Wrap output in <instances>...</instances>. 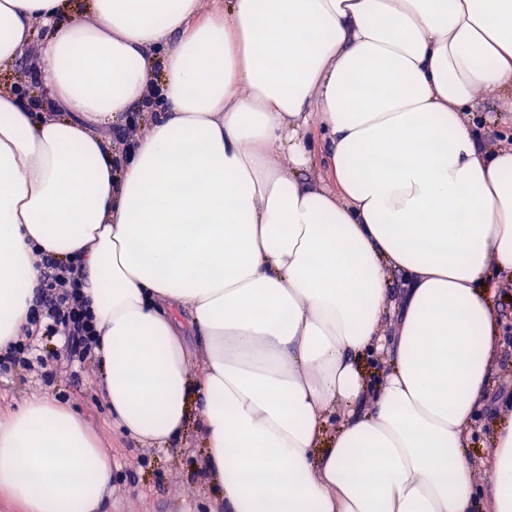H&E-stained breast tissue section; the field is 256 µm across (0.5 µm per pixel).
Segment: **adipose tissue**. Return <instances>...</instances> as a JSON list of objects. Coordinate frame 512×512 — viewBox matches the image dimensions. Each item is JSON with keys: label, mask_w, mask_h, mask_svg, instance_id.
<instances>
[{"label": "adipose tissue", "mask_w": 512, "mask_h": 512, "mask_svg": "<svg viewBox=\"0 0 512 512\" xmlns=\"http://www.w3.org/2000/svg\"><path fill=\"white\" fill-rule=\"evenodd\" d=\"M30 45L50 107L0 87V350L38 251L83 252L113 417L164 444L197 395L224 512H476L512 145L473 126L481 98L512 112V0H0V70ZM135 109L149 131L121 159ZM490 475L512 512V416ZM111 482L68 406L0 419V494L25 512H98Z\"/></svg>", "instance_id": "obj_1"}]
</instances>
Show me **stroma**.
Masks as SVG:
<instances>
[{
  "mask_svg": "<svg viewBox=\"0 0 512 512\" xmlns=\"http://www.w3.org/2000/svg\"><path fill=\"white\" fill-rule=\"evenodd\" d=\"M39 349L50 365L0 374V413L17 410L32 394L45 393L81 417L112 456V483L103 495L101 512H224L218 488L202 467L203 445L196 425L160 448H148L122 433L100 388L95 360L63 361V341L40 336ZM486 410L474 420L467 450L479 508L487 512L490 439L500 408L512 403V348L501 345L492 365Z\"/></svg>",
  "mask_w": 512,
  "mask_h": 512,
  "instance_id": "obj_1",
  "label": "stroma"
}]
</instances>
